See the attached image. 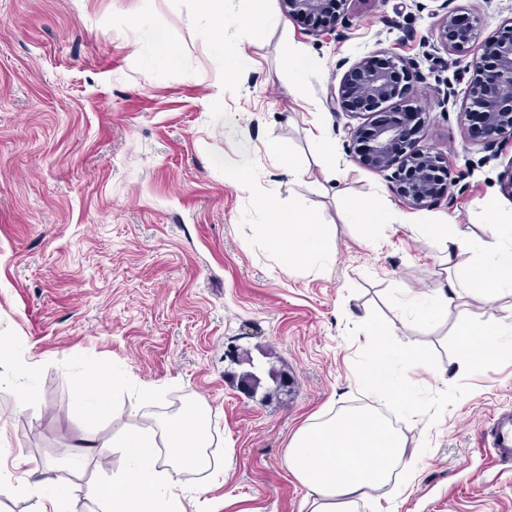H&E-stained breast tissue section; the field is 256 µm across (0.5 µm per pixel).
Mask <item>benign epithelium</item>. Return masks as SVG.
Returning a JSON list of instances; mask_svg holds the SVG:
<instances>
[{"label":"benign epithelium","instance_id":"benign-epithelium-1","mask_svg":"<svg viewBox=\"0 0 512 512\" xmlns=\"http://www.w3.org/2000/svg\"><path fill=\"white\" fill-rule=\"evenodd\" d=\"M348 0H281L289 16L313 35L336 32ZM438 24L437 43L461 52L478 40L469 15L448 9ZM426 75L411 59L382 52L352 64L330 97L336 113L360 120L347 127L348 148L361 165L383 174L412 209L451 200L450 187L461 191L462 176L448 158L420 144L425 108L411 97ZM463 115L475 138L496 156L512 148V29L484 45L473 65Z\"/></svg>","mask_w":512,"mask_h":512}]
</instances>
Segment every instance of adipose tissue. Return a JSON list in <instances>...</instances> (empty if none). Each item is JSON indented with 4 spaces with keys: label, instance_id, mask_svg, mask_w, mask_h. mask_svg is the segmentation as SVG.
<instances>
[{
    "label": "adipose tissue",
    "instance_id": "1",
    "mask_svg": "<svg viewBox=\"0 0 512 512\" xmlns=\"http://www.w3.org/2000/svg\"><path fill=\"white\" fill-rule=\"evenodd\" d=\"M196 13L207 33L224 47L225 82L235 81L252 60L243 47L223 44L224 0H196ZM482 207L487 238L470 237L451 218L420 225L419 230L440 244L457 282L490 301L501 291H512V213H505L490 197ZM345 210L363 224L372 242L384 228L413 221L395 209L369 207L355 198L346 200ZM268 241L286 274L330 261L335 255L332 235L322 230L303 203L275 213ZM371 351L372 360L360 376L362 384L380 397L409 393L410 381L391 376L396 350L385 329L373 331ZM203 421L198 414L156 429L130 427L101 443L99 458H108L117 449L126 460L100 488L105 512H188L174 476L201 467ZM159 446L164 456L155 455ZM418 461L417 451L407 450L403 436L371 412L311 423L296 433L286 454L289 472L308 491L306 512H357L361 503L391 498L394 470H415Z\"/></svg>",
    "mask_w": 512,
    "mask_h": 512
}]
</instances>
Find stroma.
<instances>
[{"label":"stroma","mask_w":512,"mask_h":512,"mask_svg":"<svg viewBox=\"0 0 512 512\" xmlns=\"http://www.w3.org/2000/svg\"><path fill=\"white\" fill-rule=\"evenodd\" d=\"M451 6L478 22L471 51L436 47L437 0H351L336 36L308 33L280 0L271 24L242 28L234 18L248 0H224L220 45L197 23L195 0H0V337L10 342L0 351V512H38L39 496L17 486L46 464L76 512H102L99 488L124 459L100 462L97 444L135 423H170L176 405L207 413L213 464L178 476L194 512H303L308 491L285 464L293 435L357 409L387 415L422 454L413 475L394 474L395 512H512V463L498 461L483 432L512 408V335L470 369L459 341L471 322L511 325L512 293L486 302L465 291L422 317L424 295L449 277L437 242L394 224L370 243L344 216L345 198L356 197L422 224L452 217L481 238L484 198L512 212V153L487 158L462 116L472 62L512 22V0ZM160 32L192 70L155 51ZM292 43L320 64L294 95ZM224 44L242 45L253 65L218 101ZM379 51L440 72L412 95L428 112L422 144L466 175L453 202L409 210L347 151L348 118L330 105L338 64ZM319 124L335 146L333 180L318 167ZM273 138L287 158L269 152ZM292 169L305 173L300 194L334 233L336 254L285 274L267 226L295 199ZM374 326L428 363L394 361L395 375L415 382L410 401L378 400L359 380ZM230 343L282 373L286 392L268 377L242 391L224 356ZM21 360L35 370L20 386ZM92 371L114 386L101 418L76 407ZM147 383L157 390L148 404Z\"/></svg>","instance_id":"1"}]
</instances>
